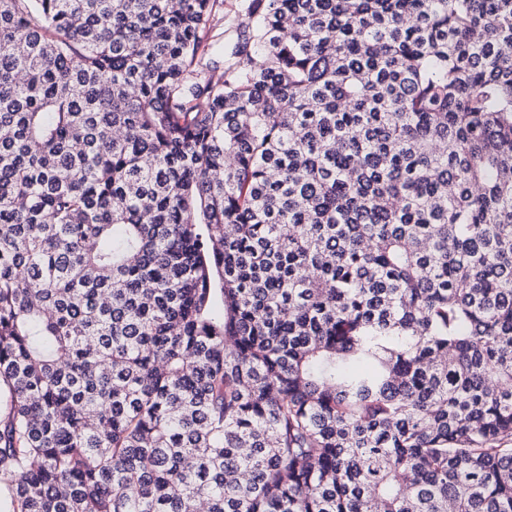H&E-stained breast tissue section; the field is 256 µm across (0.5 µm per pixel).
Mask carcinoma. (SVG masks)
<instances>
[{
  "mask_svg": "<svg viewBox=\"0 0 512 512\" xmlns=\"http://www.w3.org/2000/svg\"><path fill=\"white\" fill-rule=\"evenodd\" d=\"M0 0L7 512H512V0ZM249 0H224V12L219 15L215 34H220L224 44L236 42L238 28L246 21Z\"/></svg>",
  "mask_w": 512,
  "mask_h": 512,
  "instance_id": "cac0c4a2",
  "label": "carcinoma"
}]
</instances>
